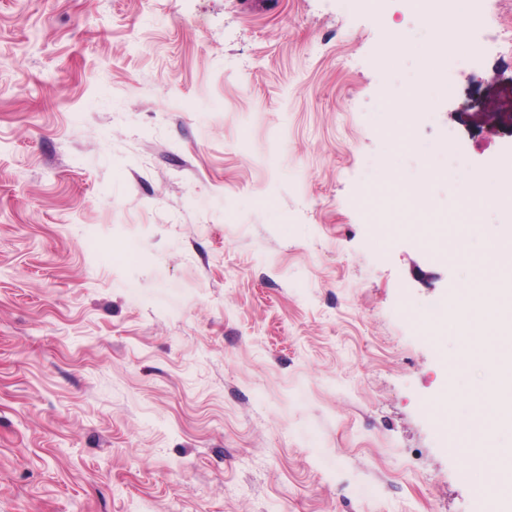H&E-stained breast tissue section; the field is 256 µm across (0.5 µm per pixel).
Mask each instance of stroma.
<instances>
[{"mask_svg":"<svg viewBox=\"0 0 512 512\" xmlns=\"http://www.w3.org/2000/svg\"><path fill=\"white\" fill-rule=\"evenodd\" d=\"M476 8L428 104L411 0H0V512H481L427 323L476 269L375 206L456 205L450 128L512 168V0ZM468 8L465 11L459 10L457 7H455V10L448 14V17H451L455 19L463 30V35L461 40L454 45L452 49L451 58L448 61V77L445 79L444 85H447V91L446 89H443L440 91L438 95L443 97L451 98L454 95L455 92V86L453 81V74L456 69H466L471 67L473 63V57H472V43L468 41L467 39V32L470 28L474 18L475 13L472 9V4L475 2V0L469 1Z\"/></svg>","mask_w":512,"mask_h":512,"instance_id":"35a3bbf8","label":"stroma"}]
</instances>
